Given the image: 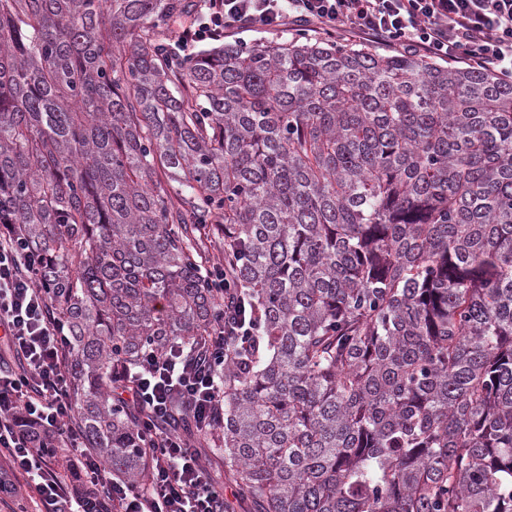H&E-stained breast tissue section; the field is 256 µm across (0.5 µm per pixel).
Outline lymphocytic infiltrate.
Masks as SVG:
<instances>
[{
	"instance_id": "obj_1",
	"label": "lymphocytic infiltrate",
	"mask_w": 512,
	"mask_h": 512,
	"mask_svg": "<svg viewBox=\"0 0 512 512\" xmlns=\"http://www.w3.org/2000/svg\"><path fill=\"white\" fill-rule=\"evenodd\" d=\"M288 27L362 37L394 51L512 77V0H203L202 21L186 29L182 43ZM44 264L21 237L0 234V455L8 461L0 471V501L16 496L14 478L22 475L45 512H222L223 484L209 480L197 452L156 421L176 390L197 428L211 425L224 399V347L242 341L243 333L226 331L196 361L145 354L136 370L121 375L112 397L141 410L156 450L147 488L131 486L111 478L73 423L64 364L69 338L32 276ZM12 357L24 362L23 372L9 366ZM52 433L63 443L61 453L42 448ZM62 458L77 470L75 481L60 478Z\"/></svg>"
}]
</instances>
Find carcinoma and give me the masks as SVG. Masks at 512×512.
Instances as JSON below:
<instances>
[{
  "label": "carcinoma",
  "instance_id": "1",
  "mask_svg": "<svg viewBox=\"0 0 512 512\" xmlns=\"http://www.w3.org/2000/svg\"><path fill=\"white\" fill-rule=\"evenodd\" d=\"M197 0H0V224L49 257L74 422L146 487L115 361L224 328L168 428L235 512H512V78L298 32L175 52Z\"/></svg>",
  "mask_w": 512,
  "mask_h": 512
}]
</instances>
